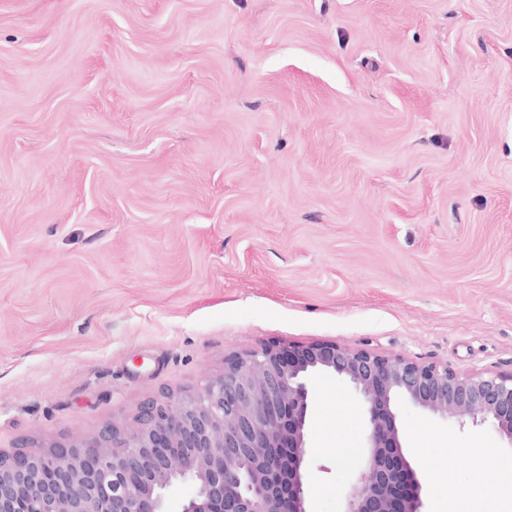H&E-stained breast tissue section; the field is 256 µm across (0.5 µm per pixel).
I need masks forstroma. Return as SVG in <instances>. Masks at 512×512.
<instances>
[{"mask_svg": "<svg viewBox=\"0 0 512 512\" xmlns=\"http://www.w3.org/2000/svg\"><path fill=\"white\" fill-rule=\"evenodd\" d=\"M270 342L512 372V0H0V451ZM364 415L314 378L309 512ZM396 415L413 467L512 462Z\"/></svg>", "mask_w": 512, "mask_h": 512, "instance_id": "obj_1", "label": "stroma"}]
</instances>
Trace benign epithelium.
I'll list each match as a JSON object with an SVG mask.
<instances>
[{
    "instance_id": "7a95c632",
    "label": "benign epithelium",
    "mask_w": 512,
    "mask_h": 512,
    "mask_svg": "<svg viewBox=\"0 0 512 512\" xmlns=\"http://www.w3.org/2000/svg\"><path fill=\"white\" fill-rule=\"evenodd\" d=\"M330 373L366 406V450L343 512H423L422 483L400 440L399 401L512 444V373H459L334 342L277 343L224 359V374L144 402L137 426L0 457V512H308L309 379Z\"/></svg>"
}]
</instances>
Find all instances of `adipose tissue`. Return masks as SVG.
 Returning <instances> with one entry per match:
<instances>
[{
    "mask_svg": "<svg viewBox=\"0 0 512 512\" xmlns=\"http://www.w3.org/2000/svg\"><path fill=\"white\" fill-rule=\"evenodd\" d=\"M445 455L442 448H425L420 452L421 463L429 477L448 488V512H471L472 502L478 499H498L512 504V482L492 483L487 480L489 462L483 451H472V480L463 490L459 489L451 470L444 465Z\"/></svg>",
    "mask_w": 512,
    "mask_h": 512,
    "instance_id": "obj_1",
    "label": "adipose tissue"
}]
</instances>
